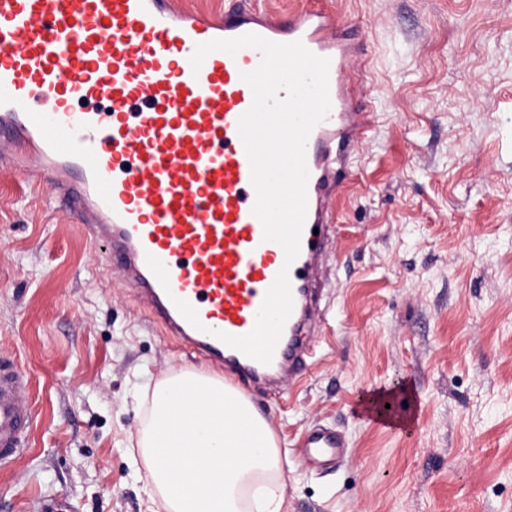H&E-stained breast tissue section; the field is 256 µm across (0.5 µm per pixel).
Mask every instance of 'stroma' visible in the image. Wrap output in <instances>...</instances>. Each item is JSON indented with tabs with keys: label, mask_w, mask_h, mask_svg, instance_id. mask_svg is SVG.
I'll return each instance as SVG.
<instances>
[{
	"label": "stroma",
	"mask_w": 512,
	"mask_h": 512,
	"mask_svg": "<svg viewBox=\"0 0 512 512\" xmlns=\"http://www.w3.org/2000/svg\"><path fill=\"white\" fill-rule=\"evenodd\" d=\"M341 12L365 50L374 113L331 203V287L305 376L243 392L286 453L288 512H512V0H252ZM0 357L31 376L27 453L0 512H160L129 453L138 393L196 368L98 267L49 178L0 164ZM409 394L385 427L363 400ZM345 440L313 467L308 430Z\"/></svg>",
	"instance_id": "stroma-1"
}]
</instances>
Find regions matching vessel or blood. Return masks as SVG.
I'll return each mask as SVG.
<instances>
[{
    "label": "vessel or blood",
    "instance_id": "1",
    "mask_svg": "<svg viewBox=\"0 0 512 512\" xmlns=\"http://www.w3.org/2000/svg\"><path fill=\"white\" fill-rule=\"evenodd\" d=\"M245 34L298 40L329 61L331 108L307 140L306 220L290 264L253 213L257 193L239 134L253 103L241 75L262 53L217 50L200 69L190 63L197 44ZM360 53L345 19L316 5L276 18L240 0L209 20L173 0H0V142L11 144L13 166L47 175L58 204L75 206L100 270L120 267L166 335L251 383L299 378L309 359L301 336L328 285L330 200L373 129L361 105ZM150 255L164 264L168 285L151 271ZM283 269L293 308L263 364L218 335L253 329ZM178 298L196 309L198 324L178 311ZM29 385L18 362L0 359V468L29 446ZM368 412L385 426L410 418L381 394ZM344 445L337 432L317 429L306 436L305 456L332 461Z\"/></svg>",
    "mask_w": 512,
    "mask_h": 512
}]
</instances>
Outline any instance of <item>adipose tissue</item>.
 <instances>
[{
	"label": "adipose tissue",
	"mask_w": 512,
	"mask_h": 512,
	"mask_svg": "<svg viewBox=\"0 0 512 512\" xmlns=\"http://www.w3.org/2000/svg\"><path fill=\"white\" fill-rule=\"evenodd\" d=\"M145 491L165 512H285L280 449L240 390L190 370L145 393Z\"/></svg>",
	"instance_id": "ef3b65f1"
}]
</instances>
